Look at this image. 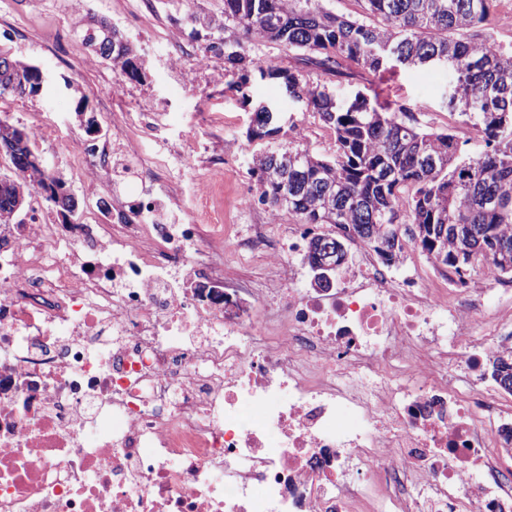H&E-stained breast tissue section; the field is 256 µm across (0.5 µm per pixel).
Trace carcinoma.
I'll return each mask as SVG.
<instances>
[{
  "mask_svg": "<svg viewBox=\"0 0 512 512\" xmlns=\"http://www.w3.org/2000/svg\"><path fill=\"white\" fill-rule=\"evenodd\" d=\"M355 17L336 14L322 0H224L227 71L247 81L256 71L282 79L288 92L307 103L332 131L336 150L329 157L300 146L280 149L295 157L281 170L262 154L250 170L258 201L269 210L291 215L298 224H329L337 233L320 232L307 241L311 270L343 260L336 241L358 238L387 265L403 256L405 243L427 257L440 253L443 241L471 233L472 245L512 248V54L481 34L496 0H358ZM264 40L288 48L304 67L349 77L353 69L395 73L401 68H445L461 90L453 109L465 116L464 101L484 95L489 84L503 88L485 112L478 132L484 149L471 154L469 141L446 131L413 124L410 110L379 96L358 95L337 106L321 86L301 82L293 68L263 64L249 57V44ZM25 66L0 56V86ZM277 119L268 121L263 107L254 112L247 139L274 140L284 133ZM15 207L13 192L0 189V224ZM390 241L384 255L377 238ZM443 263L455 274L489 263L501 276H512L493 256L474 261L449 249ZM491 377L512 393V353L495 357Z\"/></svg>",
  "mask_w": 512,
  "mask_h": 512,
  "instance_id": "1",
  "label": "carcinoma"
}]
</instances>
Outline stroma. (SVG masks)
<instances>
[{
  "instance_id": "1",
  "label": "stroma",
  "mask_w": 512,
  "mask_h": 512,
  "mask_svg": "<svg viewBox=\"0 0 512 512\" xmlns=\"http://www.w3.org/2000/svg\"><path fill=\"white\" fill-rule=\"evenodd\" d=\"M93 19L119 30L141 59V79L124 81L123 94L112 91L121 79L119 69L95 56L83 40ZM223 25L224 0H195L190 8L183 0H0V53L38 65L46 77L37 94L0 98V118L34 131L31 148L79 199V221L104 222L100 201L116 196L132 200L141 189L135 181L113 180L111 166L95 170L75 165L76 154L92 142L85 125L89 114L97 121L98 136L114 141L118 153L133 147L149 167L165 164V181L153 187L164 200L174 195L191 206L202 161L225 156L219 175L225 223L233 235L265 223L268 212L259 203L249 210L233 207L236 194L254 186L249 175L253 155L277 147L273 141L246 137L258 104L275 105L282 116L302 123L304 146L325 154L334 151L331 133L304 103L287 94L282 80L254 75L243 88H234L224 69ZM201 50L209 57L203 70L192 61ZM301 75L340 98L360 91L403 104L424 128L448 130L463 139L476 136L471 122L448 106L453 80L447 70L405 68L392 75L361 72L347 79L305 68ZM209 112L223 113V126L207 125Z\"/></svg>"
}]
</instances>
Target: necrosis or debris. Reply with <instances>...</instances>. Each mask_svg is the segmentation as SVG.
Here are the masks:
<instances>
[{"mask_svg":"<svg viewBox=\"0 0 512 512\" xmlns=\"http://www.w3.org/2000/svg\"><path fill=\"white\" fill-rule=\"evenodd\" d=\"M223 189L176 221L146 193L0 230V512H512L491 265L438 289L358 245L303 288L305 226L272 212L227 242L198 212ZM224 262L235 268L238 273L249 280L256 288H262L266 282L267 272L264 263L260 260L239 257L233 252H228Z\"/></svg>","mask_w":512,"mask_h":512,"instance_id":"4bbe7bcc","label":"necrosis or debris"}]
</instances>
